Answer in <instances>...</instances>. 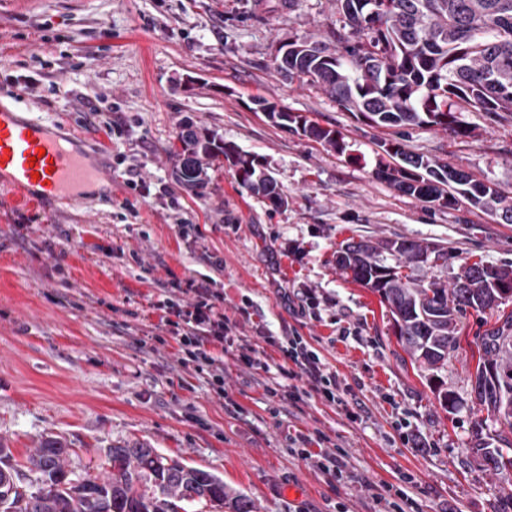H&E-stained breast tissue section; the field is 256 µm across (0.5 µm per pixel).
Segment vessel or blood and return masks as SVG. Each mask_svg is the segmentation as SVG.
<instances>
[{"label":"vessel or blood","mask_w":512,"mask_h":512,"mask_svg":"<svg viewBox=\"0 0 512 512\" xmlns=\"http://www.w3.org/2000/svg\"><path fill=\"white\" fill-rule=\"evenodd\" d=\"M110 179L99 155L0 100V183L34 200H62L76 207L85 200L82 186Z\"/></svg>","instance_id":"1"}]
</instances>
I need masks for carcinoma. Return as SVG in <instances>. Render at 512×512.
I'll return each mask as SVG.
<instances>
[{
	"label": "carcinoma",
	"instance_id": "1",
	"mask_svg": "<svg viewBox=\"0 0 512 512\" xmlns=\"http://www.w3.org/2000/svg\"><path fill=\"white\" fill-rule=\"evenodd\" d=\"M341 25L330 31L335 46L306 35L288 38V52L274 69L320 87L369 123L401 127L427 123L456 137L470 130L456 115L461 101L476 112L504 119L512 114V0H336ZM274 124L342 153L339 133L308 120L302 127L272 114ZM177 180L202 189L204 165L223 159L237 167L239 183L276 208L288 204L259 156L217 134L187 127L179 136ZM394 164L376 175L419 201L450 207L467 202L512 224V203L473 176L413 153L399 141L381 144ZM448 260V250L406 239H351L336 251V266L380 298L398 329L397 340L421 369H442L459 348V323L512 300V268L475 262L452 284L404 274ZM478 351L471 394L476 404L512 431V313L476 336ZM471 453L480 467L500 471L512 457L497 446L502 435L474 424ZM73 449L48 437L15 459L0 442V512H179L202 503L216 512H254L251 498L227 489L224 480L144 445L106 450L107 469L78 478L69 469ZM35 474L24 484L21 478Z\"/></svg>",
	"mask_w": 512,
	"mask_h": 512
}]
</instances>
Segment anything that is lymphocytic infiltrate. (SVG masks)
Instances as JSON below:
<instances>
[{
  "label": "lymphocytic infiltrate",
  "mask_w": 512,
  "mask_h": 512,
  "mask_svg": "<svg viewBox=\"0 0 512 512\" xmlns=\"http://www.w3.org/2000/svg\"><path fill=\"white\" fill-rule=\"evenodd\" d=\"M179 300L163 298L154 304L162 311V323L179 346V362L207 377L216 394L224 392L223 354L238 363L262 370L267 375L265 392L269 398L296 404L316 397L341 407L346 417L358 420L359 414L349 400L352 389L336 373L327 371L320 354L303 336L292 334L278 342L283 361L271 365L246 337H232L233 324L221 310L222 294L186 281Z\"/></svg>",
  "instance_id": "1"
}]
</instances>
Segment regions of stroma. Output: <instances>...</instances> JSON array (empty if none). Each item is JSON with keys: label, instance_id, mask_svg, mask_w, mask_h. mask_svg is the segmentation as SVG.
<instances>
[{"label": "stroma", "instance_id": "obj_1", "mask_svg": "<svg viewBox=\"0 0 512 512\" xmlns=\"http://www.w3.org/2000/svg\"><path fill=\"white\" fill-rule=\"evenodd\" d=\"M335 0H0V96L101 155L112 183L75 208L29 203L0 185V441L23 459L44 437L77 450L75 471L97 467L106 448L145 444L206 469L243 491L257 512H379L360 477L404 484L419 512H512V468L473 461L472 427L499 426L470 396L479 315L463 320L460 349L436 376L413 369L390 315L369 289L346 279L336 252L348 238H404L447 248V266L417 277L452 281L464 264L512 265V224L460 205L430 206L375 171L381 143L400 141L512 198V119L460 109L471 133L420 124H369L302 80L271 67L294 34L325 40ZM31 77L34 93L13 86ZM69 88L67 99L55 83ZM262 98L337 130L344 153L280 128L255 109ZM116 131L106 133V123ZM217 133L261 157L288 197L274 208L243 188L232 167L206 168L204 192L174 176L183 124ZM144 185L127 186L131 174ZM26 225L17 236L16 225ZM200 225L192 242L180 227ZM62 245L55 257L50 246ZM194 280L221 292L236 335L299 333L364 409L350 422L317 399L278 410L264 373L224 360L226 397L178 361L158 311L162 282ZM308 292L313 314L299 309ZM461 404L448 414L437 389ZM406 421L421 447L401 442ZM341 446L348 477L328 480L291 454Z\"/></svg>", "mask_w": 512, "mask_h": 512}]
</instances>
